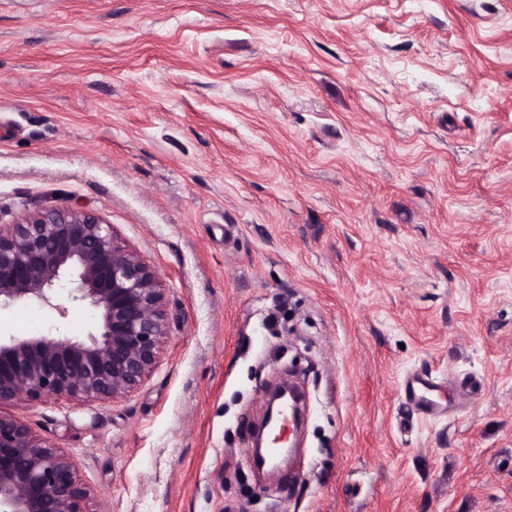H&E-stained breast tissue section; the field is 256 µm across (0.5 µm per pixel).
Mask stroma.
Wrapping results in <instances>:
<instances>
[{
	"label": "stroma",
	"instance_id": "35a3bbf8",
	"mask_svg": "<svg viewBox=\"0 0 512 512\" xmlns=\"http://www.w3.org/2000/svg\"><path fill=\"white\" fill-rule=\"evenodd\" d=\"M45 206L167 290L131 396L8 409L92 512H512V0H0V224ZM284 377L292 482L247 462ZM433 382L425 378H412L404 387L406 403L422 418H433L441 413L439 404L430 396Z\"/></svg>",
	"mask_w": 512,
	"mask_h": 512
}]
</instances>
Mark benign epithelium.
<instances>
[{"label": "benign epithelium", "instance_id": "obj_1", "mask_svg": "<svg viewBox=\"0 0 512 512\" xmlns=\"http://www.w3.org/2000/svg\"><path fill=\"white\" fill-rule=\"evenodd\" d=\"M20 303L53 310H92L98 331L85 340L61 328L40 335L0 336V408L90 399L117 401L155 370L167 340L166 292L159 273L98 213L50 206L0 224V311ZM289 384L266 390L267 433L254 437L249 464L292 456L277 433ZM91 490L73 455L39 439L19 418L0 411V512H92Z\"/></svg>", "mask_w": 512, "mask_h": 512}]
</instances>
